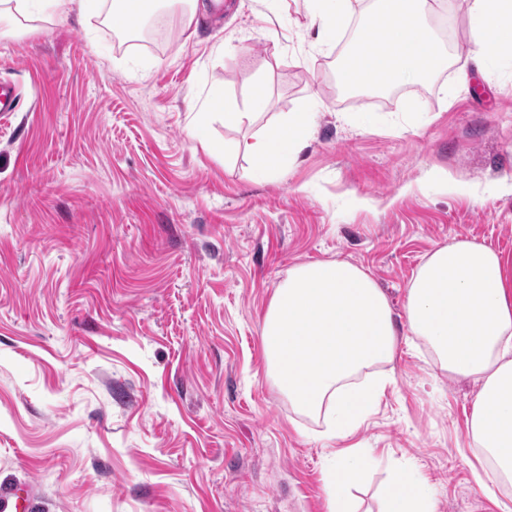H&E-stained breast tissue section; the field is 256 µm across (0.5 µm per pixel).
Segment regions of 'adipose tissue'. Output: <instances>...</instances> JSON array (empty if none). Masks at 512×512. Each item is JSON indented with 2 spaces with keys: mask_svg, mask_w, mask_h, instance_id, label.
<instances>
[{
  "mask_svg": "<svg viewBox=\"0 0 512 512\" xmlns=\"http://www.w3.org/2000/svg\"><path fill=\"white\" fill-rule=\"evenodd\" d=\"M308 26L315 45L334 41L351 0H309ZM427 0H376L365 16L363 37L337 81L350 91L386 90L423 83L448 60L425 19ZM97 0H0V35L50 9L64 19ZM198 0H112L111 18L133 30L152 14L194 19ZM474 56L494 60L512 43V0H472ZM267 105L256 86L247 108L221 89L199 111L221 117L225 126L252 125ZM314 122L311 109L267 125L239 149L260 171L278 168L306 145ZM423 341L449 375L479 386L467 433L484 463V482L512 483V259L489 246L462 240L434 250L407 292L406 320L396 324L386 294L372 277L345 260L294 267L274 291L261 329L262 346L279 388L301 413H325V438L351 435L378 406L400 341ZM370 462L367 449L350 447L328 472L330 512H352L350 486ZM384 512H436L425 481L400 469L385 489Z\"/></svg>",
  "mask_w": 512,
  "mask_h": 512,
  "instance_id": "1",
  "label": "adipose tissue"
}]
</instances>
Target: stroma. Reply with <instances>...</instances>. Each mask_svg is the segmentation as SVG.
<instances>
[{
  "instance_id": "obj_1",
  "label": "stroma",
  "mask_w": 512,
  "mask_h": 512,
  "mask_svg": "<svg viewBox=\"0 0 512 512\" xmlns=\"http://www.w3.org/2000/svg\"><path fill=\"white\" fill-rule=\"evenodd\" d=\"M164 46L123 47L108 0L0 37V483L37 484L36 512H329L328 469L373 461L350 496L381 512L405 466L437 512H502L512 486L475 476L466 422L477 386L423 343L399 345L376 412L347 439L295 411L261 343L293 267L346 260L405 320L425 257L457 240L512 258V50L471 54L464 0H430L448 65L423 84L351 92L336 69L373 0L316 47L305 0H231ZM257 125L317 102L285 174L209 154L189 130L213 88Z\"/></svg>"
}]
</instances>
